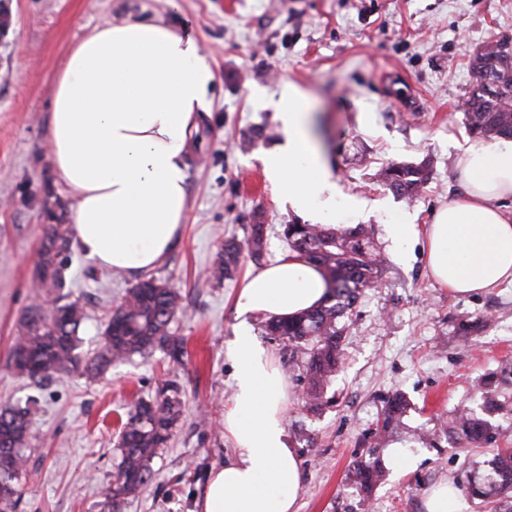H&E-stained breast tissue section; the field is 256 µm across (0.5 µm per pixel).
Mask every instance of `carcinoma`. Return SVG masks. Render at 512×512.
<instances>
[{
    "label": "carcinoma",
    "instance_id": "1",
    "mask_svg": "<svg viewBox=\"0 0 512 512\" xmlns=\"http://www.w3.org/2000/svg\"><path fill=\"white\" fill-rule=\"evenodd\" d=\"M500 42L486 44V52L471 61L474 87L465 103L468 129L484 137L512 138V51H499ZM493 78L489 92L476 87L484 76ZM429 180V164H392L379 173V181L391 191L414 200ZM283 235L289 248L315 265L328 289L320 306L288 319L271 317L265 332L284 343V364L300 373L304 381V408L313 411L324 404L328 384L343 361L344 329L339 319L352 309L363 289L382 285L386 259L377 249L372 228L362 225L339 229L328 224H286ZM265 225H250L241 242L224 244L208 279L222 282L231 277L242 253L260 258ZM70 249L69 227L49 224L37 252L36 283L54 295L47 309L33 305L22 317L13 340L11 356L17 375L32 382L51 380L61 373H75L94 380L112 365L159 350L180 363L188 354L186 343L171 333V323L181 309L177 289L146 278L131 288L123 302L112 310L104 331V344L89 355L80 351L79 331L87 318L77 301L61 294L63 269ZM181 385L168 380L154 398L138 399L124 414L119 432V457L112 473L111 493L104 507L115 512L129 496L154 479L153 461L167 446L183 413ZM407 407L404 396L395 393L378 418L376 434L383 437L397 429ZM31 408L19 404L0 407V512H16L22 479L26 475ZM447 437L467 444L494 438L492 425L471 413L457 417L442 429ZM385 470L370 448L346 474V479L369 495L383 479ZM469 494L483 501L497 500L498 512H512V448H499L489 462V474L472 481Z\"/></svg>",
    "mask_w": 512,
    "mask_h": 512
}]
</instances>
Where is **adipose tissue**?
I'll list each match as a JSON object with an SVG mask.
<instances>
[{
    "mask_svg": "<svg viewBox=\"0 0 512 512\" xmlns=\"http://www.w3.org/2000/svg\"><path fill=\"white\" fill-rule=\"evenodd\" d=\"M215 72L199 39L162 21L105 22L72 46L55 78L49 157L74 201L70 230L99 267L140 274L161 265L187 220L186 163L208 112ZM307 95L285 84L275 103L282 143L260 161L299 213L336 207L329 161L310 131ZM466 183L426 231L433 280L455 295L512 282V140L471 143L458 161ZM327 287L289 255L253 271L234 301L228 343L234 393L224 430L234 443L210 471L199 512H298L301 462L285 429L288 382L253 334L251 316L290 317L318 306Z\"/></svg>",
    "mask_w": 512,
    "mask_h": 512,
    "instance_id": "adipose-tissue-1",
    "label": "adipose tissue"
}]
</instances>
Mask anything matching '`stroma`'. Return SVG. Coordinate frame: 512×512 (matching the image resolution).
<instances>
[{
    "label": "stroma",
    "instance_id": "1",
    "mask_svg": "<svg viewBox=\"0 0 512 512\" xmlns=\"http://www.w3.org/2000/svg\"><path fill=\"white\" fill-rule=\"evenodd\" d=\"M0 0V403L31 407L27 474L16 512H103L118 459L121 418L164 381L183 387L184 414L154 462L153 482L119 512H194L209 470L231 453L224 406L233 393V298L247 273L287 257L282 227L300 216L278 202L256 153L282 139L269 104L292 82L307 93L316 131L339 190L335 225L371 226L387 258L383 284L364 289L345 317L344 365L327 405H301L288 377L286 433L301 458L299 512H424L432 486L467 488L497 449L512 448V411L486 404L477 383L495 379L512 398V283L467 297L429 276L425 230L449 197L463 194L457 160L475 140L461 103L472 87L470 59L485 42L512 38V0ZM152 19L186 24L210 53L212 105L186 156L188 221L152 277L178 289L172 323L184 362L163 353L133 357L89 381L75 375L35 384L10 359L22 315L33 303L37 250L46 225L74 206L49 162L54 76L71 46L97 24ZM254 139L244 151L240 141ZM429 161L427 184L408 202L379 182L393 163ZM413 219L405 242L392 225ZM266 226L260 261L242 257L222 283L206 273L226 241ZM67 293L85 308L82 349L103 343L107 316L137 276L96 266L70 250ZM407 409L385 441L375 435L385 396ZM465 410L490 420L497 441L463 448L441 436ZM376 447L385 480L368 502L347 486L349 467Z\"/></svg>",
    "mask_w": 512,
    "mask_h": 512
}]
</instances>
